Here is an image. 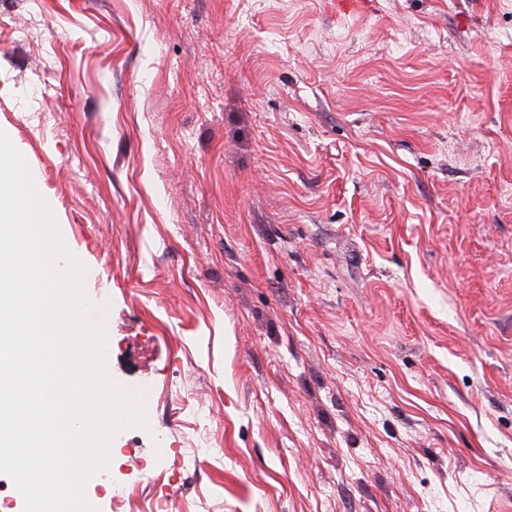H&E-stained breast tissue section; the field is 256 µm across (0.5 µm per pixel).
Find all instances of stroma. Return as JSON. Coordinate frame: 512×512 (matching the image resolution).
<instances>
[{"label":"stroma","instance_id":"35a3bbf8","mask_svg":"<svg viewBox=\"0 0 512 512\" xmlns=\"http://www.w3.org/2000/svg\"><path fill=\"white\" fill-rule=\"evenodd\" d=\"M0 129L150 402L99 512H512V0H0Z\"/></svg>","mask_w":512,"mask_h":512}]
</instances>
